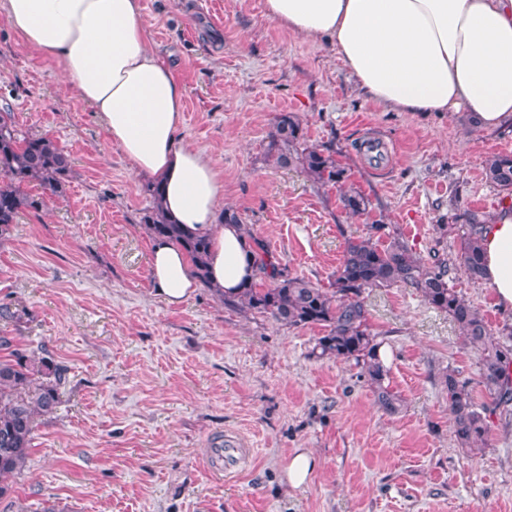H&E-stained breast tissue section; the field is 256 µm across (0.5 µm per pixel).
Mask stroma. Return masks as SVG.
Segmentation results:
<instances>
[{
    "mask_svg": "<svg viewBox=\"0 0 512 512\" xmlns=\"http://www.w3.org/2000/svg\"><path fill=\"white\" fill-rule=\"evenodd\" d=\"M151 44L186 91L182 134L219 161L223 207L238 211L292 274L329 287L347 239L395 231L419 261H448V284L512 345V313L473 284L445 224L488 220L512 194L485 180L486 159L512 154V127L386 112L351 92L329 46L302 41L264 0H140ZM69 155L62 196L21 214L0 241V336L66 370L24 467L4 481L0 512H512V404L493 406L459 327L400 284L369 288V323L397 413L384 412L354 361L313 352L319 326L288 327L224 305L205 287L167 305L150 284L154 244L147 178L105 135L58 64L0 13V105ZM306 146L330 152L342 185L268 161L280 113ZM357 192L361 215L344 206ZM487 409L479 451L451 429L446 374ZM253 457L238 477L202 466L225 436ZM318 467L290 487L295 449Z\"/></svg>",
    "mask_w": 512,
    "mask_h": 512,
    "instance_id": "stroma-1",
    "label": "stroma"
}]
</instances>
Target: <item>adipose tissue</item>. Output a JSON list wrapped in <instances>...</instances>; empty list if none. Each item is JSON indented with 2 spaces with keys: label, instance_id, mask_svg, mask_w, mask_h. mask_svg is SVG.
<instances>
[{
  "label": "adipose tissue",
  "instance_id": "obj_1",
  "mask_svg": "<svg viewBox=\"0 0 512 512\" xmlns=\"http://www.w3.org/2000/svg\"><path fill=\"white\" fill-rule=\"evenodd\" d=\"M268 18L331 46L353 90L392 112H465L493 131L512 123V0H265ZM24 42L58 61L97 112L108 137L141 175L160 181L166 214L211 238V287L231 294L254 272L240 226L218 221L224 185L214 157L180 134L185 88L151 48L139 0H0ZM483 280L512 309V206L479 235ZM153 289L166 304L197 288L188 257L159 242Z\"/></svg>",
  "mask_w": 512,
  "mask_h": 512
}]
</instances>
